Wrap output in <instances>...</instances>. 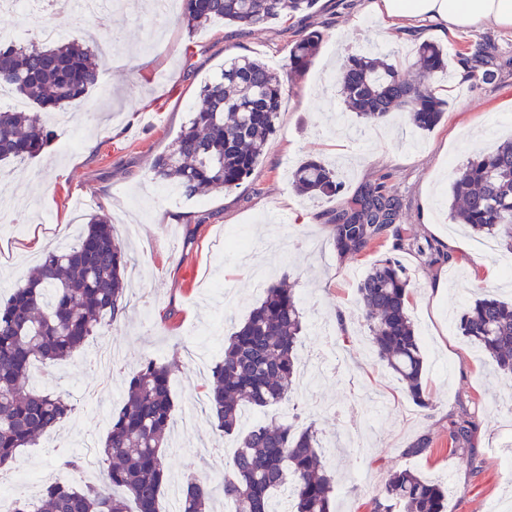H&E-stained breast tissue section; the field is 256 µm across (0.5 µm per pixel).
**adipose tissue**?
I'll return each instance as SVG.
<instances>
[{"mask_svg":"<svg viewBox=\"0 0 512 512\" xmlns=\"http://www.w3.org/2000/svg\"><path fill=\"white\" fill-rule=\"evenodd\" d=\"M373 9L387 27L421 17L444 22L451 32L481 25L512 31V0H376Z\"/></svg>","mask_w":512,"mask_h":512,"instance_id":"adipose-tissue-1","label":"adipose tissue"}]
</instances>
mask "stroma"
Segmentation results:
<instances>
[{"label": "stroma", "mask_w": 512, "mask_h": 512, "mask_svg": "<svg viewBox=\"0 0 512 512\" xmlns=\"http://www.w3.org/2000/svg\"><path fill=\"white\" fill-rule=\"evenodd\" d=\"M153 2L127 0L110 26L90 34L74 12L49 17L60 40L80 35L90 50L109 43L116 52L103 59L110 79L71 105L72 123L54 127L47 147L0 174V194L16 209L0 218V299L26 278L48 245L73 243L90 215L102 213L131 259L128 311L119 327L67 360L35 366L38 384L64 393L73 411L23 449L14 467L0 472V484L33 475L34 483L17 494L35 498L56 480L103 482L98 447L127 375L144 358H173L175 407L161 512H174L189 475L212 489V512H224L222 477L236 440L212 431L202 388L223 356L225 339L262 298V283L285 276L296 283L302 304L299 361L331 342L335 357L324 377L255 418H292L301 428L316 424L323 462L335 477L336 512H373L389 472L399 468L448 483L447 512H512L504 460L505 449H512V390L459 330L464 307L476 297L475 283L511 301L512 280L501 274L500 248H488L447 218L457 169L512 136V32L484 27L451 33L441 23L417 21L387 33L373 0H318L308 12L239 36L220 21L190 29L182 8L161 13ZM311 31L321 32L320 49L290 79L277 131L250 176L240 187L200 199L169 198L168 187L153 177L152 160L188 123L204 82L238 55L283 69L293 42ZM425 41L452 55L463 45L476 48L466 65L450 62L448 75L436 78L447 106L434 129H415L401 112L375 125L340 120L341 101L325 89L343 55L384 50L404 67ZM488 69L495 78L482 80ZM307 158L335 165L339 194L312 202L296 192L289 177ZM378 181L402 202L401 234H385L360 255H341L333 219L348 199ZM425 242L451 252L452 262H431L418 250ZM475 254L483 269L473 265ZM387 257L400 262L413 284L408 310L427 363L425 409L374 360L357 306L359 281ZM463 411L479 426L466 455L453 452L448 436L449 417ZM423 438L428 451L409 455ZM73 453L82 456L81 469L62 471L60 460Z\"/></svg>", "instance_id": "obj_1"}]
</instances>
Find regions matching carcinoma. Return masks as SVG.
Returning <instances> with one entry per match:
<instances>
[{
  "label": "carcinoma",
  "mask_w": 512,
  "mask_h": 512,
  "mask_svg": "<svg viewBox=\"0 0 512 512\" xmlns=\"http://www.w3.org/2000/svg\"><path fill=\"white\" fill-rule=\"evenodd\" d=\"M316 0H184L188 25L204 28L216 20L240 34L310 10ZM321 33L292 45L288 71L303 72L318 49ZM26 41L0 47V85L28 100V111H0V162H21L52 140L40 110L62 107L98 85L103 66L77 38L44 42L35 32ZM448 68L439 44H420L408 75L387 57L351 53L337 75L345 119L381 121L389 112L407 113L411 125L432 130L445 101L434 77ZM283 76L262 60L232 57L204 83L202 106L174 140L155 156L156 180L194 197L241 185L262 161L277 129ZM297 190L312 198L334 196L340 183L326 163L309 158L293 172ZM448 220L465 224L512 254V140L469 158L450 189ZM400 203L382 183L366 187L336 217V249L357 256L392 224ZM129 257L114 236L110 219L93 215L78 239L49 248L40 265L0 304V469L22 449L56 427L72 411L62 394L29 385L31 366L69 358L91 338L125 317V273ZM410 280L397 260L374 263L358 286V301L372 332L376 359L403 384L407 398L428 405L422 378L425 358L407 308ZM460 330L495 363L504 383L512 382V303L481 294L462 313ZM302 313L294 289L283 282L264 296L224 344V358L211 369L207 385L212 429L237 438L224 475V498L235 512H270L277 492L288 494L289 512H332L333 479L327 474L318 431L283 422L241 428V410L290 400L297 374ZM176 361L145 358L125 382V397L112 411L100 461L107 482L79 486L56 481L35 501L20 498L13 512H160L168 474L164 454L174 401L170 377ZM476 422L466 414L448 419L455 448L472 447ZM212 491L194 476L185 478L178 512H207ZM448 485L410 468L391 472L376 500V512H446Z\"/></svg>",
  "instance_id": "cac0c4a2"
}]
</instances>
